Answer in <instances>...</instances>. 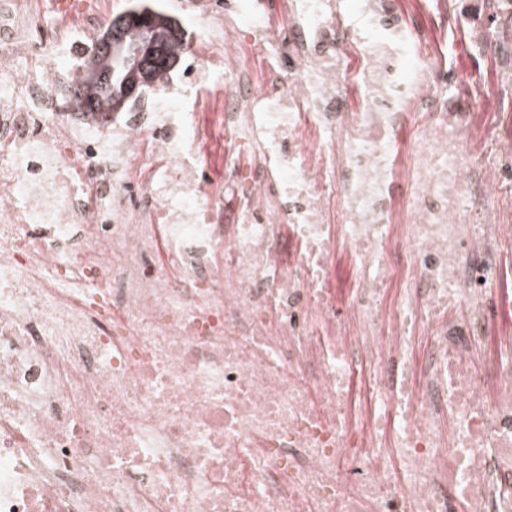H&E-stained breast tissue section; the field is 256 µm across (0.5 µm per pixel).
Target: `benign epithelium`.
Returning a JSON list of instances; mask_svg holds the SVG:
<instances>
[{
	"mask_svg": "<svg viewBox=\"0 0 512 512\" xmlns=\"http://www.w3.org/2000/svg\"><path fill=\"white\" fill-rule=\"evenodd\" d=\"M140 37L126 43L122 29L129 20L127 15H118L107 23V33L103 40L93 48V55H106L108 61L106 78L115 81L121 92L114 103L122 106L123 102L133 97L142 82L149 80V70L163 61L154 30V22L148 14H138Z\"/></svg>",
	"mask_w": 512,
	"mask_h": 512,
	"instance_id": "7a95c632",
	"label": "benign epithelium"
}]
</instances>
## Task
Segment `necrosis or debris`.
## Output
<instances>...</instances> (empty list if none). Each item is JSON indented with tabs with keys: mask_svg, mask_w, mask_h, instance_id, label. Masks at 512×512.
Listing matches in <instances>:
<instances>
[{
	"mask_svg": "<svg viewBox=\"0 0 512 512\" xmlns=\"http://www.w3.org/2000/svg\"><path fill=\"white\" fill-rule=\"evenodd\" d=\"M101 12L0 0V512H512V126L392 0H194L102 125Z\"/></svg>",
	"mask_w": 512,
	"mask_h": 512,
	"instance_id": "necrosis-or-debris-1",
	"label": "necrosis or debris"
}]
</instances>
